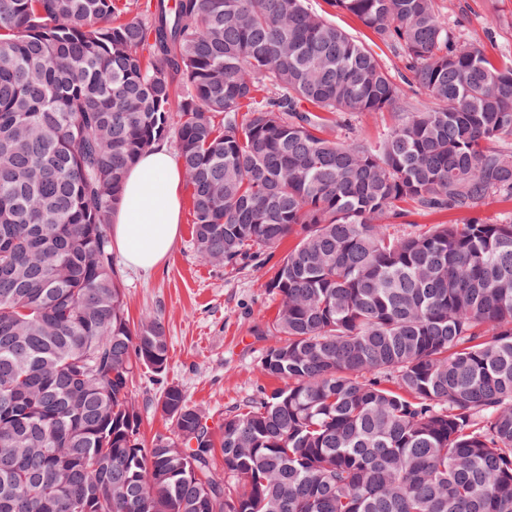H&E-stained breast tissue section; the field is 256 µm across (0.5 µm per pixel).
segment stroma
<instances>
[{"instance_id":"stroma-1","label":"stroma","mask_w":512,"mask_h":512,"mask_svg":"<svg viewBox=\"0 0 512 512\" xmlns=\"http://www.w3.org/2000/svg\"><path fill=\"white\" fill-rule=\"evenodd\" d=\"M306 5L372 50L392 75H405L401 54L376 40L354 16L337 11L330 0H306ZM437 5L451 37L479 42L497 66L512 64V0H437ZM191 230L186 201L177 242L162 264L148 273L123 266L119 273L130 319L151 312L166 326L167 381L179 385L215 427L276 386L258 369L271 341L255 330L275 314L278 299L264 283L292 242L284 240L273 253L236 267L212 265L198 259ZM162 390L147 373L135 372L132 392L148 440L170 430L156 407Z\"/></svg>"}]
</instances>
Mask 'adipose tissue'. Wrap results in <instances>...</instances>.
Here are the masks:
<instances>
[{
    "instance_id": "adipose-tissue-1",
    "label": "adipose tissue",
    "mask_w": 512,
    "mask_h": 512,
    "mask_svg": "<svg viewBox=\"0 0 512 512\" xmlns=\"http://www.w3.org/2000/svg\"><path fill=\"white\" fill-rule=\"evenodd\" d=\"M181 183L180 164L162 145L128 169L112 213V247L128 266L151 270L172 250L179 230Z\"/></svg>"
}]
</instances>
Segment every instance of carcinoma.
I'll return each instance as SVG.
<instances>
[{
	"instance_id": "1",
	"label": "carcinoma",
	"mask_w": 512,
	"mask_h": 512,
	"mask_svg": "<svg viewBox=\"0 0 512 512\" xmlns=\"http://www.w3.org/2000/svg\"><path fill=\"white\" fill-rule=\"evenodd\" d=\"M400 49L406 92L305 0H0V512H512V65L435 0H332ZM391 112L378 141L325 136ZM175 137L200 261L295 244L260 371L216 429L168 365L107 227ZM459 220L398 232L403 204ZM145 370H137L133 376L132 392L142 416V433L147 442L157 434H168L170 424L165 420L156 403L163 385L153 381Z\"/></svg>"
}]
</instances>
